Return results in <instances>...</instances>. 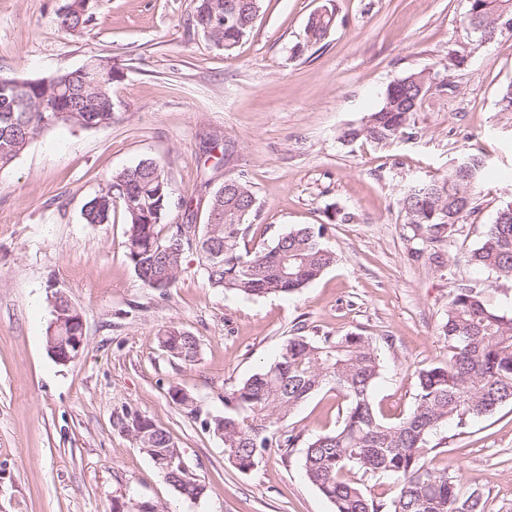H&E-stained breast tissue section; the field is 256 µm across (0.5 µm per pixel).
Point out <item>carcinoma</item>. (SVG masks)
<instances>
[{
	"label": "carcinoma",
	"instance_id": "1",
	"mask_svg": "<svg viewBox=\"0 0 512 512\" xmlns=\"http://www.w3.org/2000/svg\"><path fill=\"white\" fill-rule=\"evenodd\" d=\"M251 0H197L193 22L200 31L213 18L224 27L210 38L231 52L252 30L258 13ZM324 21L305 31L294 46L301 55L320 43L336 25L334 8ZM90 21L79 10L57 14L67 32H78ZM468 25L483 39L504 28L512 30V0H469ZM426 94L418 85L395 81L385 90L380 107L362 124L345 129L342 139L376 143L413 135L411 119ZM112 77L93 87L81 69L60 74L59 83L42 79L0 77V169L24 151L36 132L57 125L84 129L112 125ZM484 158L465 155L440 176L410 185L402 198L405 223L425 234L430 245L477 207L484 193ZM229 187L214 190L210 207L218 210L215 224L193 230L169 223L171 191L164 166L144 159L112 176L107 186L84 206L88 224H108L114 202L126 216V257L143 268L142 283L161 293L174 286L184 255H197L208 287L246 297L289 295L319 278L335 265L336 252L323 242L325 226H299L279 236L273 245L243 251L250 212L256 209L252 186L243 177L224 178ZM467 262L488 270L496 279L512 281V201L505 202L486 225L480 245ZM448 340V361L421 369L413 410L401 421H385L375 410L372 388L382 373L376 343L370 336H290L278 358L224 394V423L204 421L211 432L224 429V458L246 472L258 458L275 448L288 454L301 434L288 428V416L325 387L342 396L345 405L335 430L310 438L304 448L303 469L308 481L330 501L336 512H485L482 494L461 492L446 468L422 460L429 438L444 425L458 426L488 416L512 402V316L491 307L486 289L460 283L453 289L441 325ZM160 346L171 357L193 362L199 353L195 336L178 326L162 330ZM121 428L148 442L152 461L172 457L168 431L137 411H128ZM387 475L395 493L383 500L368 495L350 473Z\"/></svg>",
	"mask_w": 512,
	"mask_h": 512
}]
</instances>
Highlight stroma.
Wrapping results in <instances>:
<instances>
[{
    "instance_id": "35a3bbf8",
    "label": "stroma",
    "mask_w": 512,
    "mask_h": 512,
    "mask_svg": "<svg viewBox=\"0 0 512 512\" xmlns=\"http://www.w3.org/2000/svg\"><path fill=\"white\" fill-rule=\"evenodd\" d=\"M330 1L335 29L292 56L310 13ZM65 2L0 0V76L49 78L104 57L115 100L111 126L39 131L0 169V512H126L133 499L164 512H334L307 480L301 449L271 450L242 473L201 422L223 414L225 392L299 330L372 337L383 362L373 402L399 421L413 409L419 370L448 357L440 325L455 283L487 287L490 304L512 314V285L463 259L512 200V113L498 107L512 83V31L482 39L466 22L468 0H262L227 54L193 26L197 0H91L90 22L72 34L57 23ZM454 54L463 66L451 65ZM421 70L451 88L413 115V138L341 141L390 83ZM227 142L223 163L210 162ZM465 153L490 160L484 196L435 261L420 253L400 198ZM147 158L166 167L172 223H206L212 192L242 174L257 197L247 248L323 224L335 265L291 295L246 298L208 288L189 253L168 293L145 287L126 258L122 207L108 224L85 223L82 210L113 174ZM336 209L353 221L330 223ZM58 290L85 320L84 349L66 366L46 342ZM170 325L197 337L196 362L161 349ZM175 386L195 398L197 415L171 400ZM341 404L321 391L288 425L305 438L334 430ZM129 410L169 432L205 496L180 494L120 429ZM429 446L428 460L462 491L479 490L486 512H512V404L449 423Z\"/></svg>"
}]
</instances>
